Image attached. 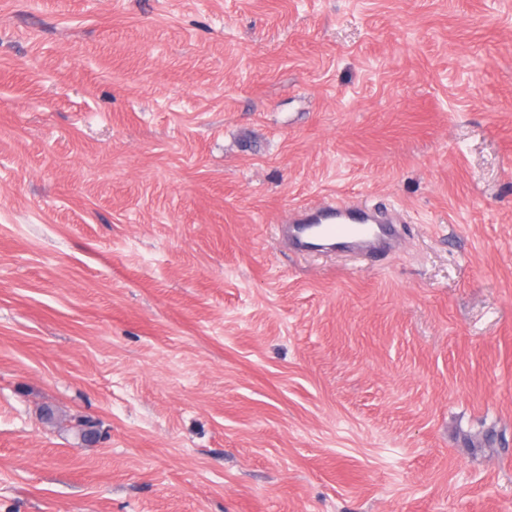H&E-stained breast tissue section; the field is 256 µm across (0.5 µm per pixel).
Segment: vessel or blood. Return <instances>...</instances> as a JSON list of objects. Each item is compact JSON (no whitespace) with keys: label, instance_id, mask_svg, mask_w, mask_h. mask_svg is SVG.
Here are the masks:
<instances>
[{"label":"vessel or blood","instance_id":"vessel-or-blood-1","mask_svg":"<svg viewBox=\"0 0 512 512\" xmlns=\"http://www.w3.org/2000/svg\"><path fill=\"white\" fill-rule=\"evenodd\" d=\"M281 235L298 254L345 251L374 256L391 246L395 229L369 207L333 198L291 210Z\"/></svg>","mask_w":512,"mask_h":512}]
</instances>
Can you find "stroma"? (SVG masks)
I'll return each instance as SVG.
<instances>
[{"instance_id":"stroma-1","label":"stroma","mask_w":512,"mask_h":512,"mask_svg":"<svg viewBox=\"0 0 512 512\" xmlns=\"http://www.w3.org/2000/svg\"><path fill=\"white\" fill-rule=\"evenodd\" d=\"M0 512H512V0H0ZM281 235L294 253L345 251L374 256L389 248L395 229L368 206L332 198L291 210Z\"/></svg>"}]
</instances>
